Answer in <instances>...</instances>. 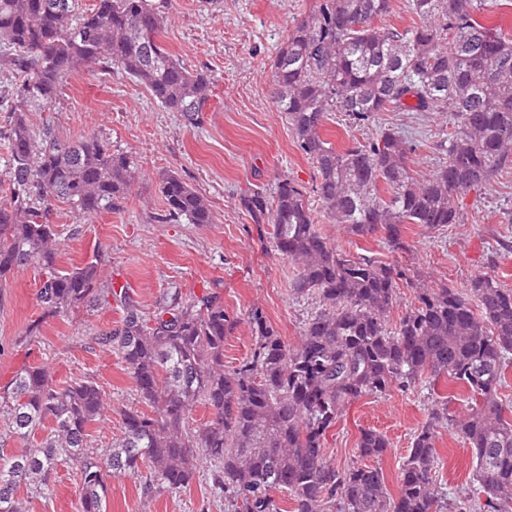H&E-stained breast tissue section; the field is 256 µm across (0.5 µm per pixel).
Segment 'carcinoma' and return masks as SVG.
I'll return each instance as SVG.
<instances>
[{
    "instance_id": "carcinoma-1",
    "label": "carcinoma",
    "mask_w": 512,
    "mask_h": 512,
    "mask_svg": "<svg viewBox=\"0 0 512 512\" xmlns=\"http://www.w3.org/2000/svg\"><path fill=\"white\" fill-rule=\"evenodd\" d=\"M487 0H409L413 22L381 24L391 0H318L271 63L274 102L298 148L316 170L313 192L333 222L365 237L382 232L403 247L409 224L436 230L460 223L459 195L512 167V36L493 23ZM164 5L152 0H0V47L14 75L5 138L11 157L9 199L0 204V280L37 266L43 316L55 317L119 296V325L95 337L132 378L142 407L121 411L120 438L105 449L88 443L104 409L96 382L60 386L50 371L27 366L0 392L11 437L34 448L0 454V512H25L21 487L39 492L58 465L78 478L81 512H107L112 480H139L141 493L177 494L215 463L212 489L228 512H445L436 448L446 424L472 448V489L457 512H512V405L498 391L512 366V289L484 275L467 292L421 288L395 324L398 281L406 271L339 249L314 223L307 190L280 180L272 195H246L256 224L296 267L294 295L311 301L300 340L291 344L254 309L250 354L231 369L224 341L235 320L217 296L188 300L166 293L145 315L125 291L103 289L101 257L58 268L51 215L62 202L88 215L116 210L135 178L132 161L95 135L60 140L31 115L50 112L68 76L81 66L117 67L144 85L185 124L203 118L212 78L191 72L161 42ZM332 112L349 128L381 112H449L454 130L436 143L441 161L414 177L412 144L383 128L337 149L322 137ZM165 218L212 224L204 198L178 174L160 183ZM440 381L468 396L467 412L448 414L434 399L415 431L392 495L378 462L388 439L360 432L358 463L339 470L328 459V432L356 400ZM211 418L190 426L193 407ZM284 494L286 509L275 492Z\"/></svg>"
}]
</instances>
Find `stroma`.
<instances>
[{
    "label": "stroma",
    "mask_w": 512,
    "mask_h": 512,
    "mask_svg": "<svg viewBox=\"0 0 512 512\" xmlns=\"http://www.w3.org/2000/svg\"><path fill=\"white\" fill-rule=\"evenodd\" d=\"M317 0H167L164 45L191 71L212 75L214 87L201 125L185 126L144 85L115 69L82 68L72 73L51 113H35L34 123L50 121L59 137L76 140L91 134L113 151L127 155L137 178L123 208L87 216L58 203L52 222L59 267L69 270L101 255V279L127 291L145 313L163 294L183 297L209 292L218 296L236 324L224 343V363L238 365L251 348L248 314L264 311L289 342H297L310 307L295 298L289 283L295 270L260 234L241 204L247 190L272 192L281 177L306 188L316 171L299 150L283 113L273 99L270 64L297 20ZM381 125L406 131L416 144L410 165L416 177L433 173L440 156L434 149L449 127L445 112H385ZM175 172L209 202L213 224L168 222L160 192L163 174ZM460 223L439 230L410 225L404 250L395 252L383 234L360 238L332 223L317 196L309 204L319 229L342 250L408 267L410 283L400 284L391 317L399 319L414 300L415 287L448 286L463 290L482 274L497 276L512 288V168L494 181L455 200ZM42 275L35 266L0 281V387L18 370L43 365L57 384L90 378L109 403L90 430V443L110 447L122 430L121 411L138 398L124 364L94 343L101 331L122 319L119 302L81 308L61 317L44 316L39 295ZM36 336H29L31 325ZM430 407L423 388L355 401L327 436V451L341 468L358 462L361 430L385 434L390 447L383 458L387 487L397 492L399 467L414 432ZM437 446L446 464L438 481L449 500L466 494L473 452L457 434L440 429ZM213 463H204L200 480L177 494L144 498L137 480L113 481L109 512H224L211 491ZM26 512H80L77 477L59 465L48 490L25 496Z\"/></svg>",
    "instance_id": "stroma-1"
}]
</instances>
